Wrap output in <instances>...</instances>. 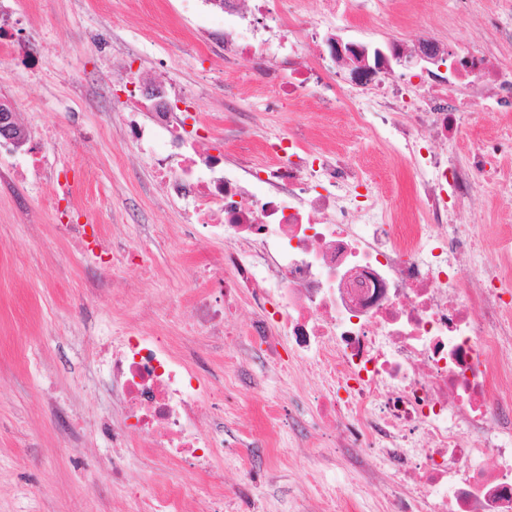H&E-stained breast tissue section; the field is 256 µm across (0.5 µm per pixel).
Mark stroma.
Returning a JSON list of instances; mask_svg holds the SVG:
<instances>
[{"label":"stroma","mask_w":512,"mask_h":512,"mask_svg":"<svg viewBox=\"0 0 512 512\" xmlns=\"http://www.w3.org/2000/svg\"><path fill=\"white\" fill-rule=\"evenodd\" d=\"M9 4L6 30L21 48L0 53V98L24 105L16 119L45 161L22 181H0V512L145 508L165 479L156 466L162 451L124 459L125 481L112 480V443L96 430L112 396L87 364L91 340L124 335L133 325L195 354L205 377L224 385V414L212 424L226 441L214 458L225 481L224 512H322L325 492L345 501L359 482L365 512H385L384 475L362 478L343 450L323 447L320 434L294 433L273 417L283 406L307 414L316 384L290 354L282 367L267 363L266 340L242 349L235 336L256 315L248 300L238 301L223 342L188 330L200 289L193 256L222 255L224 244L188 236L189 199L168 198L152 178L149 152L122 138L130 106L113 98L111 84L121 68L144 81L170 73L188 92L187 130L225 157L261 158L265 139L296 133L319 151L347 152L401 211L411 203L404 161L347 113L321 110L311 98L266 108L261 66L287 35L283 23L271 24L268 42L250 59L231 61L224 18L201 0ZM295 4L302 21L379 45L420 37L456 45L479 34L499 63L512 64V44L497 38L512 18L499 15L492 0H344L334 15L324 0ZM28 44L47 49L44 62H31ZM503 166L475 220L490 260L498 235L512 228V159ZM61 207L102 225L113 256L145 248L152 278L90 272L57 232Z\"/></svg>","instance_id":"stroma-1"}]
</instances>
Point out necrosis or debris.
<instances>
[{
	"instance_id": "necrosis-or-debris-1",
	"label": "necrosis or debris",
	"mask_w": 512,
	"mask_h": 512,
	"mask_svg": "<svg viewBox=\"0 0 512 512\" xmlns=\"http://www.w3.org/2000/svg\"><path fill=\"white\" fill-rule=\"evenodd\" d=\"M207 2L224 16L225 53L253 50L270 0H252L248 12L241 0ZM446 55V75H429L425 111L401 112L396 67ZM262 76L275 105L332 86L336 106L410 166L417 217L403 228L389 203L358 204L367 181L347 157L315 154L293 136L266 140L261 163L205 152L180 131L172 84L157 85L147 92L148 121L126 122V136L161 142L153 170L169 196L190 198V233L224 242L223 256L202 264L206 290L193 327L223 338L227 304L247 294L258 309L247 340L278 331L294 361L318 372L310 409L339 426L334 447L393 463L390 512H512V363L503 360L512 348V234L499 239L491 266L472 225L455 221L497 181L512 135L459 155L448 143L471 116L447 94L461 83L472 105L512 114V66L491 64L474 39L454 53L436 39L374 49L292 23ZM354 86L380 93L381 110L356 105ZM173 157L179 170L169 167ZM59 230L94 271L104 270L112 250L104 231ZM89 360L116 411L98 423L100 433L133 454L165 449L174 471L206 470L207 449L222 442L204 418L219 410L222 391L193 360L137 327L93 343ZM488 457L490 471L481 466Z\"/></svg>"
}]
</instances>
